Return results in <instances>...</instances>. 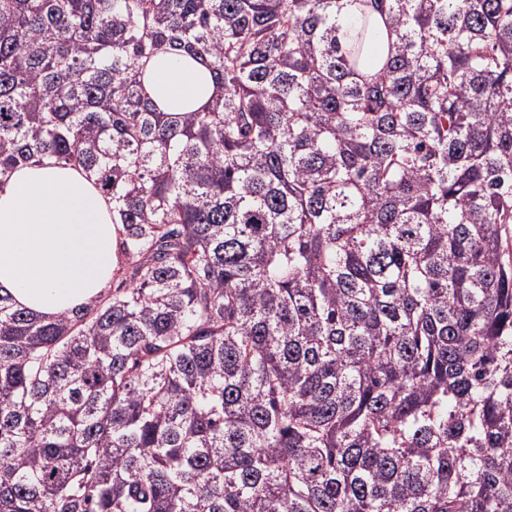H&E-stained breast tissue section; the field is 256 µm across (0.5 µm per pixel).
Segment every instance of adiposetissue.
<instances>
[{
  "mask_svg": "<svg viewBox=\"0 0 512 512\" xmlns=\"http://www.w3.org/2000/svg\"><path fill=\"white\" fill-rule=\"evenodd\" d=\"M208 72L191 60L154 63L146 89L164 111L207 104ZM112 201L81 170L46 160L0 187V292L40 317L103 294L119 260Z\"/></svg>",
  "mask_w": 512,
  "mask_h": 512,
  "instance_id": "adipose-tissue-1",
  "label": "adipose tissue"
}]
</instances>
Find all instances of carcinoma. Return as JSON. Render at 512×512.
<instances>
[{
  "instance_id": "1",
  "label": "carcinoma",
  "mask_w": 512,
  "mask_h": 512,
  "mask_svg": "<svg viewBox=\"0 0 512 512\" xmlns=\"http://www.w3.org/2000/svg\"><path fill=\"white\" fill-rule=\"evenodd\" d=\"M45 158L120 262L0 294V512H512V0H0V186ZM162 60V63L159 61ZM208 72L200 61L190 60L174 65L169 54L155 58L148 66L146 89L157 100L165 112H178L180 104L193 109L201 108L209 100L207 89Z\"/></svg>"
}]
</instances>
